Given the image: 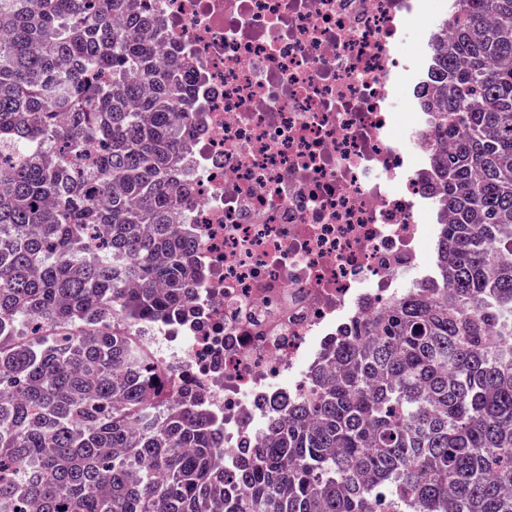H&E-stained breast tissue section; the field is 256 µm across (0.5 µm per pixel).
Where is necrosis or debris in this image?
Listing matches in <instances>:
<instances>
[{
  "instance_id": "necrosis-or-debris-1",
  "label": "necrosis or debris",
  "mask_w": 512,
  "mask_h": 512,
  "mask_svg": "<svg viewBox=\"0 0 512 512\" xmlns=\"http://www.w3.org/2000/svg\"><path fill=\"white\" fill-rule=\"evenodd\" d=\"M167 52L192 63L180 213L192 230L179 325L136 324L179 395L224 421L225 462L309 393L310 348L344 312L416 284L435 236L432 38L446 0H151Z\"/></svg>"
}]
</instances>
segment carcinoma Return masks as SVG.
Wrapping results in <instances>:
<instances>
[{"mask_svg": "<svg viewBox=\"0 0 512 512\" xmlns=\"http://www.w3.org/2000/svg\"><path fill=\"white\" fill-rule=\"evenodd\" d=\"M452 10L436 277L226 470L130 322L189 302L190 65L148 0H0V512H512V0Z\"/></svg>", "mask_w": 512, "mask_h": 512, "instance_id": "obj_1", "label": "carcinoma"}]
</instances>
